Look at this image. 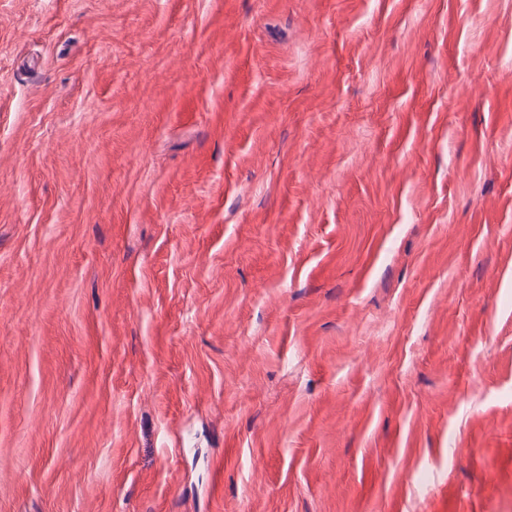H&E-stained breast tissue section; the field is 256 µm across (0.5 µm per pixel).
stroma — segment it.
Returning a JSON list of instances; mask_svg holds the SVG:
<instances>
[{"label":"stroma","mask_w":512,"mask_h":512,"mask_svg":"<svg viewBox=\"0 0 512 512\" xmlns=\"http://www.w3.org/2000/svg\"><path fill=\"white\" fill-rule=\"evenodd\" d=\"M0 512H512V0H0Z\"/></svg>","instance_id":"stroma-1"}]
</instances>
